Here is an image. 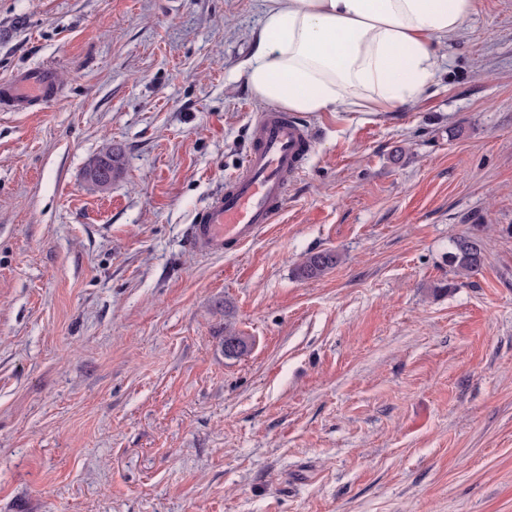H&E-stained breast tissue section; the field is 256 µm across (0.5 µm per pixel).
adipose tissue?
<instances>
[{"label":"adipose tissue","mask_w":512,"mask_h":512,"mask_svg":"<svg viewBox=\"0 0 512 512\" xmlns=\"http://www.w3.org/2000/svg\"><path fill=\"white\" fill-rule=\"evenodd\" d=\"M474 0H264L245 80L291 112L390 111L415 103Z\"/></svg>","instance_id":"obj_1"}]
</instances>
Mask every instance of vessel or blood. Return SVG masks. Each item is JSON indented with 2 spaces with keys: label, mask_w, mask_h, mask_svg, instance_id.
<instances>
[{
  "label": "vessel or blood",
  "mask_w": 512,
  "mask_h": 512,
  "mask_svg": "<svg viewBox=\"0 0 512 512\" xmlns=\"http://www.w3.org/2000/svg\"><path fill=\"white\" fill-rule=\"evenodd\" d=\"M61 86L52 66L21 71L0 82V111L28 112L56 100ZM315 142L313 129L285 112L254 121L237 172L198 210L188 228L191 248L210 256L252 241L276 223L296 176Z\"/></svg>",
  "instance_id": "b4317fda"
}]
</instances>
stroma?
<instances>
[{"instance_id":"stroma-1","label":"stroma","mask_w":512,"mask_h":512,"mask_svg":"<svg viewBox=\"0 0 512 512\" xmlns=\"http://www.w3.org/2000/svg\"><path fill=\"white\" fill-rule=\"evenodd\" d=\"M262 17L0 0V77L64 87L0 112V512H512V0H475L414 105L307 114L277 223L202 257L186 227L265 109ZM60 94L61 85L52 66L21 71L0 82V111L29 112L56 100ZM104 160H108L110 163H112V179L116 178L120 175V173L123 170V157L122 152L119 148L111 147L107 152H105L102 156L96 158L92 164H90L87 175L91 182L99 185V186H106L112 183V180L108 184H103L108 179L106 176H104V171L102 169L99 170V173L102 175H99V180L96 178V172L98 167L104 162ZM109 178V177H108ZM103 182V183H101ZM448 263L458 276H470L481 270L485 249L480 236L463 235L452 241ZM338 261V254L331 250L308 253L296 266L295 275L303 280L316 279L334 268Z\"/></svg>"}]
</instances>
